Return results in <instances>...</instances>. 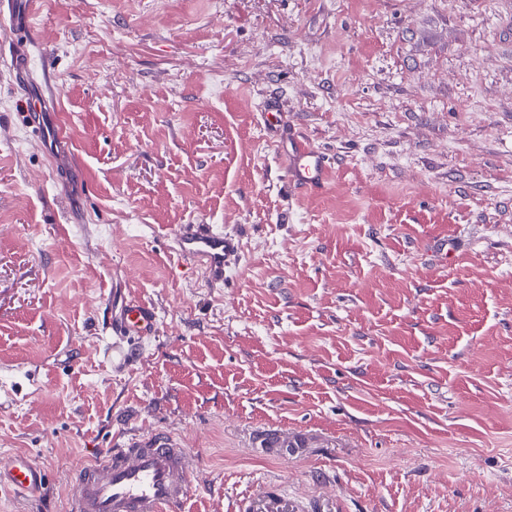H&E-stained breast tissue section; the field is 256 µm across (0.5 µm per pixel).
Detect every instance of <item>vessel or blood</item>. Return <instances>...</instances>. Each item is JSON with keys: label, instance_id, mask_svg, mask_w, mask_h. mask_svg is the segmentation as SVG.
I'll use <instances>...</instances> for the list:
<instances>
[{"label": "vessel or blood", "instance_id": "1", "mask_svg": "<svg viewBox=\"0 0 512 512\" xmlns=\"http://www.w3.org/2000/svg\"><path fill=\"white\" fill-rule=\"evenodd\" d=\"M324 174V160L317 151L303 144L294 146L288 156V176L298 189H321ZM174 241L179 255L212 285L223 284L224 269L240 250L235 236L211 224L181 225ZM109 327L114 341L107 356L121 366L129 357L125 338L153 335L156 314L151 304L127 291L120 308L111 313ZM198 463V457L171 433L131 437L81 465L69 486L67 512H182L187 500L185 478ZM46 482V472L27 456L17 455L0 464V493L33 495ZM244 512H289L288 497L280 488H272L247 500Z\"/></svg>", "mask_w": 512, "mask_h": 512}]
</instances>
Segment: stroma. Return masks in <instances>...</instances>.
Segmentation results:
<instances>
[{
  "label": "stroma",
  "instance_id": "stroma-1",
  "mask_svg": "<svg viewBox=\"0 0 512 512\" xmlns=\"http://www.w3.org/2000/svg\"><path fill=\"white\" fill-rule=\"evenodd\" d=\"M0 11V453L165 430L185 512H512V0H37ZM327 159L288 182L263 105ZM61 119L42 144L23 115ZM182 224L238 237L223 287ZM457 241L434 263L433 241ZM116 288L158 331L104 359ZM292 510V508H288L287 495L279 487L270 489L260 498H248L243 509L244 512H288Z\"/></svg>",
  "mask_w": 512,
  "mask_h": 512
}]
</instances>
